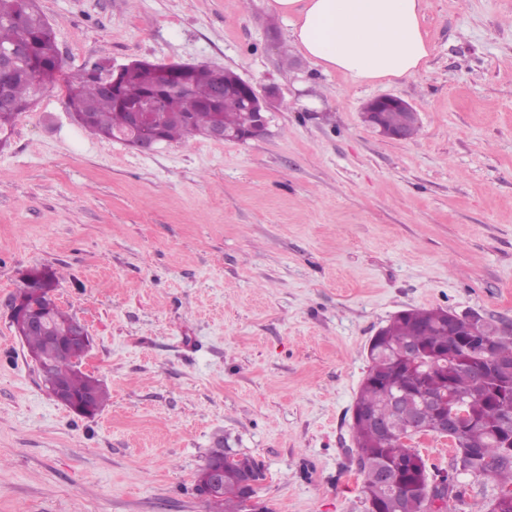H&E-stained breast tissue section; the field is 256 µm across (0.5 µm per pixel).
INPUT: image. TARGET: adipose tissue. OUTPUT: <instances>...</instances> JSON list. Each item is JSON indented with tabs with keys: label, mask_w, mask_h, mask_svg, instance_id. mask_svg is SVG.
<instances>
[{
	"label": "adipose tissue",
	"mask_w": 512,
	"mask_h": 512,
	"mask_svg": "<svg viewBox=\"0 0 512 512\" xmlns=\"http://www.w3.org/2000/svg\"><path fill=\"white\" fill-rule=\"evenodd\" d=\"M290 25L291 43L351 83L413 77L428 63L424 0H268Z\"/></svg>",
	"instance_id": "1"
}]
</instances>
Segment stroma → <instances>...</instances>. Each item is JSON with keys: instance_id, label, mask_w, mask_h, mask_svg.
I'll return each instance as SVG.
<instances>
[{"instance_id": "1", "label": "stroma", "mask_w": 512, "mask_h": 512, "mask_svg": "<svg viewBox=\"0 0 512 512\" xmlns=\"http://www.w3.org/2000/svg\"><path fill=\"white\" fill-rule=\"evenodd\" d=\"M65 71L0 147V512H218L213 449L252 456L269 512H365L352 409L410 308L512 323V0H425L428 66L351 83L267 0H37ZM224 67L274 92L266 135L141 152L78 126L98 62ZM396 95L408 140L361 110ZM33 268L93 338L92 417L44 388L11 319ZM388 112V122L386 125L399 123V117L397 112H405V119L408 124L418 125V112L406 101L399 97L383 94L380 95L366 104L363 108L362 119L367 120L371 128H379V134L383 137L390 139H406L407 137L403 130H395L392 132H385L382 118L380 113Z\"/></svg>"}]
</instances>
